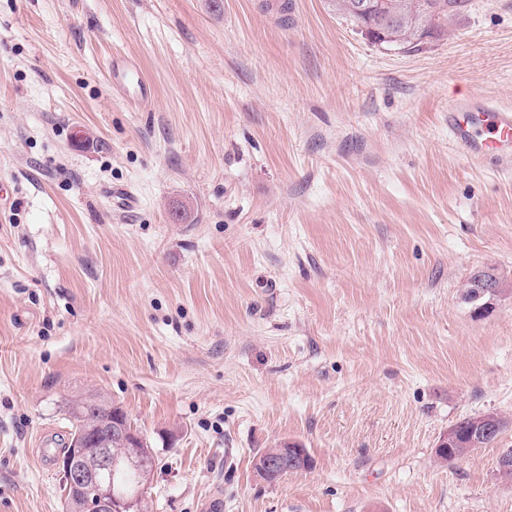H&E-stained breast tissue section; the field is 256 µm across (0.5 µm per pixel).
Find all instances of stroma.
<instances>
[{
	"label": "stroma",
	"instance_id": "35a3bbf8",
	"mask_svg": "<svg viewBox=\"0 0 512 512\" xmlns=\"http://www.w3.org/2000/svg\"><path fill=\"white\" fill-rule=\"evenodd\" d=\"M265 3L0 0V512H63L39 450L87 393L154 446L150 512H512V430L435 455L512 418V164L448 138L457 95L512 107V0L414 52ZM288 442L312 469L260 479ZM109 82L113 88L124 89L129 92L131 85L140 95L147 92V82L141 77L139 69L125 62L112 59L108 70ZM481 416L482 415L464 417L454 424V427L456 429L460 443L458 445L453 446V448H449V447H450V444H452L455 441V431L453 428L448 429V435H446L437 446V448H439V449L443 448L442 452L441 453L439 452V455L444 460L450 462L454 458H456L458 456H464L465 454H467L468 452H470L476 448H484L489 444L499 441L501 439L502 435H504L506 433V431H508V428H505L497 436H493L488 439L479 441L476 444L470 443L469 433L471 432L472 429H474L476 427V424H477V422L480 421ZM447 445H448V447L445 448Z\"/></svg>",
	"mask_w": 512,
	"mask_h": 512
}]
</instances>
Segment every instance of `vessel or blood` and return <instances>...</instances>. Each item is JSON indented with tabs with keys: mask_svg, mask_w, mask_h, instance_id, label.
Returning <instances> with one entry per match:
<instances>
[{
	"mask_svg": "<svg viewBox=\"0 0 512 512\" xmlns=\"http://www.w3.org/2000/svg\"><path fill=\"white\" fill-rule=\"evenodd\" d=\"M108 76L113 88L147 91L146 80L130 64L112 62ZM448 135L471 162L478 164L490 157L510 161L512 108L477 94L457 99L448 107Z\"/></svg>",
	"mask_w": 512,
	"mask_h": 512,
	"instance_id": "1",
	"label": "vessel or blood"
}]
</instances>
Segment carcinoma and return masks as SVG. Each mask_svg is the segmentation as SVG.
Returning a JSON list of instances; mask_svg holds the SVG:
<instances>
[{"instance_id":"1","label":"carcinoma","mask_w":512,"mask_h":512,"mask_svg":"<svg viewBox=\"0 0 512 512\" xmlns=\"http://www.w3.org/2000/svg\"><path fill=\"white\" fill-rule=\"evenodd\" d=\"M354 0H333L336 13L355 25L372 40V42L400 50H413L418 44L403 41L397 45L390 36L394 34H410L419 29L435 32V36L446 33L448 22L464 13L470 0H363L367 8L355 11L350 8ZM65 414L71 425L67 445L62 454H67L73 446L74 437L79 427L90 418H98L106 414L107 407L85 405L82 398L70 400L65 404ZM480 421V416L464 417L454 424L459 444L444 448L440 456L450 462L458 456H463L476 448H484L496 442L493 436L476 444L470 443L469 433Z\"/></svg>"}]
</instances>
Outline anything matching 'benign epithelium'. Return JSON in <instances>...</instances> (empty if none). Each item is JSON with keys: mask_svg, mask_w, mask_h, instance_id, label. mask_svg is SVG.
<instances>
[{"mask_svg": "<svg viewBox=\"0 0 512 512\" xmlns=\"http://www.w3.org/2000/svg\"><path fill=\"white\" fill-rule=\"evenodd\" d=\"M78 447L59 461L62 482L77 492V499L86 501L91 512H146V495L152 476L151 468L141 466L138 448L141 436L134 424L119 415L96 420L77 434ZM125 449L117 455L112 446ZM137 468L138 480L133 488L124 490L105 476L115 473L121 463ZM256 473L263 479L294 469L311 466L308 454L299 446L289 444L254 460Z\"/></svg>", "mask_w": 512, "mask_h": 512, "instance_id": "1", "label": "benign epithelium"}]
</instances>
